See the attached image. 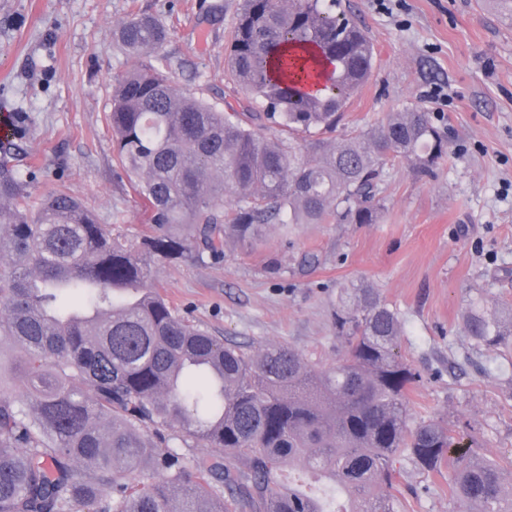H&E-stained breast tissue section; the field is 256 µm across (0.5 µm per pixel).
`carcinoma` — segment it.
I'll list each match as a JSON object with an SVG mask.
<instances>
[{
	"instance_id": "carcinoma-1",
	"label": "carcinoma",
	"mask_w": 512,
	"mask_h": 512,
	"mask_svg": "<svg viewBox=\"0 0 512 512\" xmlns=\"http://www.w3.org/2000/svg\"><path fill=\"white\" fill-rule=\"evenodd\" d=\"M112 37L139 60L107 120L146 231L114 235L64 190L31 199L0 151V512H401L409 464L448 466L466 512H512V460L410 413L420 374L376 289H339L344 354L317 370L290 345L254 355L212 335L153 285L157 266L207 265L269 224H375L388 164L451 159L414 105L336 138L375 54L340 0H241L228 71L260 112L177 89L152 62L170 37L158 18ZM465 331L511 351L512 310L473 298ZM197 447L224 454L188 459Z\"/></svg>"
}]
</instances>
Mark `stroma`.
I'll return each instance as SVG.
<instances>
[{"instance_id": "35a3bbf8", "label": "stroma", "mask_w": 512, "mask_h": 512, "mask_svg": "<svg viewBox=\"0 0 512 512\" xmlns=\"http://www.w3.org/2000/svg\"><path fill=\"white\" fill-rule=\"evenodd\" d=\"M240 0H0V117L13 122L32 197L66 188L112 231L143 215L106 115L112 83L135 65L112 40L136 13L171 30L162 55L177 88L217 107L256 104L227 75ZM372 37V75L342 129L370 127L414 104L448 133L452 163L431 174L387 167L375 224L269 225L252 249L230 242L204 265H163L162 293L188 321L251 352L287 344L335 364L336 294L377 288L401 316L400 351L422 374L415 417L457 422L480 456L512 460V353L464 331L470 299L512 308V10L502 0H342ZM404 512H453L447 475L411 468L394 490Z\"/></svg>"}]
</instances>
